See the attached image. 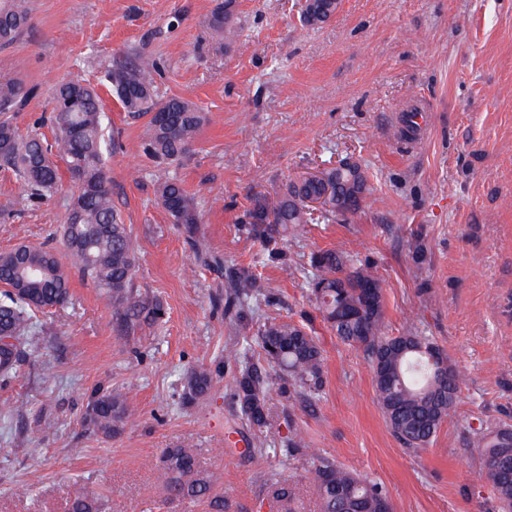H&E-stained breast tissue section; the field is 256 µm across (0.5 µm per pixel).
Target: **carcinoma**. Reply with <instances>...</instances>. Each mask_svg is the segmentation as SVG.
I'll return each instance as SVG.
<instances>
[{"label":"carcinoma","instance_id":"carcinoma-1","mask_svg":"<svg viewBox=\"0 0 512 512\" xmlns=\"http://www.w3.org/2000/svg\"><path fill=\"white\" fill-rule=\"evenodd\" d=\"M337 0H305L300 18L311 27L327 22L337 9ZM235 0L216 6L209 26L216 34L215 51L237 44L241 29L231 9ZM28 0H0V45L12 43L30 22ZM157 61L139 57L132 63L116 64L107 80L121 107L132 119L147 118L143 149L151 157L172 164L189 156L205 122V114L194 102L156 94ZM32 89L16 78L0 79V164L11 170L26 187L28 205L41 202L58 184L56 161L66 164L76 184L74 198L61 225V238L71 261L64 265L52 247L20 246L0 252V334L14 343L0 348L3 373L16 370L26 352L29 333L39 322L38 314H53L71 303L70 277H79L99 291L112 309L119 338L129 340L143 325H158L166 314L157 297L142 295L134 285L137 256L130 232L112 201L108 157L117 147L108 132L102 99L96 89L79 81L61 83L53 94L51 114L26 132L14 122L13 113L23 109ZM50 125L52 138L41 132ZM369 191L368 177L357 162L343 159L326 167L319 176L291 180L268 199L252 198L248 211L253 238L268 245L278 238L314 223L310 202H321V218L338 220L359 211ZM154 193L180 226L188 243L197 245L201 223L199 204L174 176L155 183ZM308 285L322 319L344 343L363 349L372 364L378 404L396 438L408 449L429 444L442 424L450 420L464 374L453 364L438 376L428 352L440 348L428 336L410 330L399 336L383 333L382 291L372 267L361 264L343 249L321 250L312 255ZM256 282L247 272L229 277L225 300L235 319L244 318L253 300L259 299ZM259 345L265 363L251 360L236 347L225 349V358L240 365L236 391L242 414L253 425L265 422L266 397L271 383L268 366H278L289 393L309 403L323 384L321 347L303 325L291 321L271 322L260 330ZM213 378L203 368L186 377L184 400L193 403L210 390ZM135 415L119 390H97L86 405L84 425L106 436L117 433ZM473 442L481 448V472L492 486L499 512H512V426L469 428ZM170 475L168 496L183 501L205 498L214 477L197 470L196 460L186 448H166L161 455ZM308 479L314 485L320 512H350L361 504L366 512L392 507L387 495L369 480L318 457ZM279 512H300L293 488L285 482L270 486ZM69 512H95L93 498L75 491Z\"/></svg>","mask_w":512,"mask_h":512}]
</instances>
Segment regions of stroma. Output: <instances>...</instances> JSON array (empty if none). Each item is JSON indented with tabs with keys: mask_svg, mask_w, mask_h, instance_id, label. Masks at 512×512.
Wrapping results in <instances>:
<instances>
[{
	"mask_svg": "<svg viewBox=\"0 0 512 512\" xmlns=\"http://www.w3.org/2000/svg\"><path fill=\"white\" fill-rule=\"evenodd\" d=\"M219 2L29 0L30 26L0 46V79L38 88L15 116L20 129L51 111L62 81L98 89L123 143L108 167L138 255L135 286L167 309L128 347L96 289L72 278L71 305L0 378V407L13 408L0 414V512H68L77 485L98 512H210L167 498L166 448L189 449L217 476L224 512H276L266 488L276 481L295 486L301 512H319L306 478L317 455L377 483L393 512H497L466 427L512 425V0H341L313 28L297 0H236L241 40L221 54L207 25ZM141 54L159 63L161 98H189L207 116L181 163L144 154L143 120L127 117L106 79L115 61ZM346 157L369 181L357 214L270 246L251 237L252 196ZM167 173L199 202V249L155 200ZM73 190L62 176L29 206L0 169V251L49 240ZM335 247L375 271L386 335L418 329L466 376L454 417L423 449L393 435L362 349L337 339L315 306L310 258ZM241 269L272 299L239 322L214 299ZM274 318L316 332L324 387L305 408L274 380L258 427L234 396L239 366L224 348L261 356L258 334ZM196 367L211 370L212 388L187 404ZM111 386L137 416L107 438L82 420L90 391ZM295 433L307 454L288 455Z\"/></svg>",
	"mask_w": 512,
	"mask_h": 512,
	"instance_id": "obj_1",
	"label": "stroma"
}]
</instances>
